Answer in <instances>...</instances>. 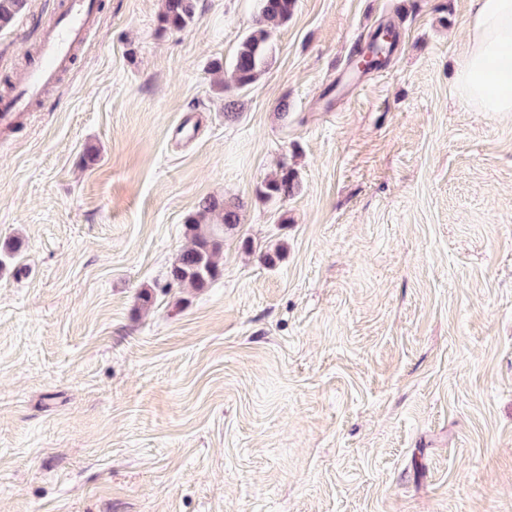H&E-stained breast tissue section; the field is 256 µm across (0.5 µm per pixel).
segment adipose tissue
<instances>
[{
  "mask_svg": "<svg viewBox=\"0 0 512 512\" xmlns=\"http://www.w3.org/2000/svg\"><path fill=\"white\" fill-rule=\"evenodd\" d=\"M512 0H471L467 50L458 70L462 98L480 112H512Z\"/></svg>",
  "mask_w": 512,
  "mask_h": 512,
  "instance_id": "adipose-tissue-1",
  "label": "adipose tissue"
}]
</instances>
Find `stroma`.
Listing matches in <instances>:
<instances>
[{
    "label": "stroma",
    "instance_id": "1",
    "mask_svg": "<svg viewBox=\"0 0 512 512\" xmlns=\"http://www.w3.org/2000/svg\"><path fill=\"white\" fill-rule=\"evenodd\" d=\"M95 2L0 125V512H512V112L457 90L470 0H297L243 90L213 67L259 0ZM63 6L0 30V97ZM209 196L220 273L167 288ZM195 2V0H162L160 23L166 29L181 31L195 19ZM297 176L287 168H282L279 175L268 180L262 193L267 198L276 197L286 200L295 194L298 188Z\"/></svg>",
    "mask_w": 512,
    "mask_h": 512
}]
</instances>
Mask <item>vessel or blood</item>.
<instances>
[{
    "label": "vessel or blood",
    "mask_w": 512,
    "mask_h": 512,
    "mask_svg": "<svg viewBox=\"0 0 512 512\" xmlns=\"http://www.w3.org/2000/svg\"><path fill=\"white\" fill-rule=\"evenodd\" d=\"M94 11L93 0H66L60 16L43 36L38 64L27 71L20 89L0 102V125L10 124L27 112L31 100L55 82L59 71L85 42L95 22Z\"/></svg>",
    "instance_id": "obj_1"
}]
</instances>
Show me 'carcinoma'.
Here are the masks:
<instances>
[{"instance_id": "carcinoma-1", "label": "carcinoma", "mask_w": 512, "mask_h": 512, "mask_svg": "<svg viewBox=\"0 0 512 512\" xmlns=\"http://www.w3.org/2000/svg\"><path fill=\"white\" fill-rule=\"evenodd\" d=\"M26 0H0V29L9 27L23 10ZM296 0H260L259 20L239 44L233 69L232 84L243 90L255 83L268 63L270 42L274 32L288 22ZM195 0H162L159 21L166 29L180 31L194 21ZM298 188L296 175L286 169L264 185L263 194L286 200ZM240 205L222 198L207 197L197 212L186 220L191 246L180 253L168 272V287L189 285L202 289L217 276L219 257L224 247V231L240 222Z\"/></svg>"}]
</instances>
